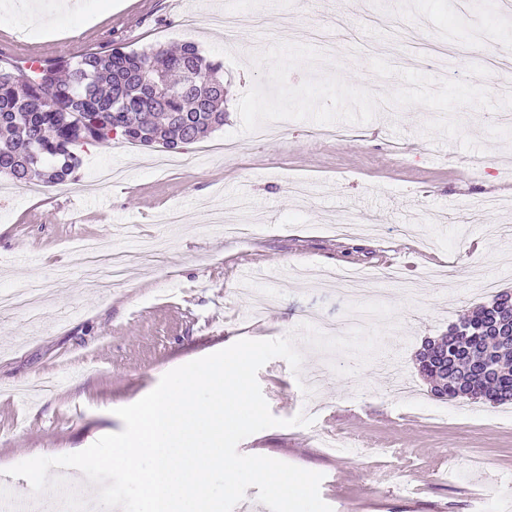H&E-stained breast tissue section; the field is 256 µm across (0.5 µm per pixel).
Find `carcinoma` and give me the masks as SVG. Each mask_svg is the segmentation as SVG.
Instances as JSON below:
<instances>
[{"mask_svg": "<svg viewBox=\"0 0 512 512\" xmlns=\"http://www.w3.org/2000/svg\"><path fill=\"white\" fill-rule=\"evenodd\" d=\"M223 64L192 42L174 51L113 47L44 64L31 76L0 64V174L19 185L59 186L81 165L77 147L112 139L167 150L224 126ZM440 337L443 366L416 358L418 371L443 383L440 399L512 404V346L479 324Z\"/></svg>", "mask_w": 512, "mask_h": 512, "instance_id": "carcinoma-1", "label": "carcinoma"}]
</instances>
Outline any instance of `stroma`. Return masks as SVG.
Segmentation results:
<instances>
[{
  "label": "stroma",
  "mask_w": 512,
  "mask_h": 512,
  "mask_svg": "<svg viewBox=\"0 0 512 512\" xmlns=\"http://www.w3.org/2000/svg\"><path fill=\"white\" fill-rule=\"evenodd\" d=\"M475 0H79L58 12L45 33H25L20 0H0V62L27 65L34 49L47 62L119 46L139 51L197 42L224 63L228 91L222 128L176 151L123 139L83 147L77 179L56 187H18L0 178V290L31 291L40 319L0 316V470L53 453L80 452L124 424L109 413L153 390L168 371L241 339H276L311 316L375 326L350 312L354 300L313 281L316 273L361 269L373 274L368 299L391 307L379 351L366 364L299 342L293 372L275 358L258 374L271 413L292 418L317 404L308 427L284 424L240 442L244 455L322 473L320 495L333 512H512V405L466 402L470 414L433 416L432 395L415 356L425 338L447 332L489 293L465 276L479 262L500 290L512 292V240L491 233L512 226V127L486 109L456 112L465 135L480 142L485 167L455 139L427 136L433 110L381 105L367 123H341L344 140L315 137L312 121L286 120L279 137L252 141L237 105L254 82L253 53L286 40L327 52L351 85L381 95L401 87L399 71L437 79L480 74L489 92L512 78V10ZM247 20L237 42L211 15ZM397 73L377 77L371 59ZM233 150H224L225 141ZM307 181L304 197L291 178ZM248 191L255 225L245 241L226 237L208 212ZM488 196L508 206L477 223ZM176 208L180 224L159 218ZM355 218L368 235L339 234ZM137 225L157 242L160 261L133 267L126 286L101 290L83 276L70 247L96 238L134 251L115 228ZM265 262L267 280L243 273ZM212 320L203 328V320ZM316 396L298 379L317 366Z\"/></svg>",
  "instance_id": "35a3bbf8"
}]
</instances>
